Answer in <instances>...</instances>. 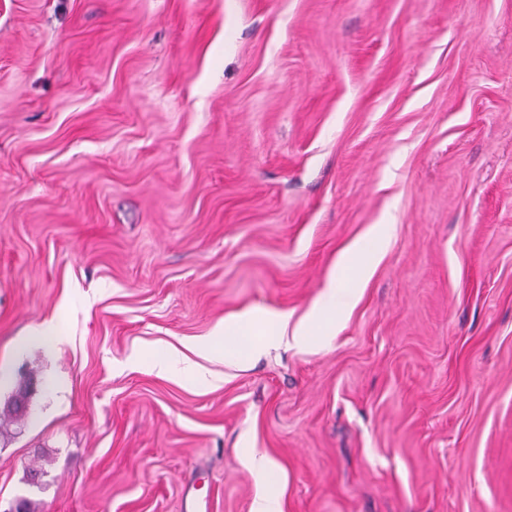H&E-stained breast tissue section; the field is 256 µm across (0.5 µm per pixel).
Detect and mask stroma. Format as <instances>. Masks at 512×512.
<instances>
[{
  "label": "stroma",
  "mask_w": 512,
  "mask_h": 512,
  "mask_svg": "<svg viewBox=\"0 0 512 512\" xmlns=\"http://www.w3.org/2000/svg\"><path fill=\"white\" fill-rule=\"evenodd\" d=\"M31 379L4 507L251 512L253 453L282 512H512V0H0V413ZM375 257L367 250L354 249L339 262L328 277L315 303L310 321H302L289 329L287 314H278L264 321L269 336L266 346L280 347L305 344L322 336H334L336 326L353 308L358 288L356 283L367 273ZM252 325L251 320H237L235 322H224L215 331V336L224 339V351L226 353L234 350L235 338L242 336Z\"/></svg>",
  "instance_id": "1"
}]
</instances>
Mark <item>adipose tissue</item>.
I'll use <instances>...</instances> for the list:
<instances>
[{"label": "adipose tissue", "mask_w": 512, "mask_h": 512, "mask_svg": "<svg viewBox=\"0 0 512 512\" xmlns=\"http://www.w3.org/2000/svg\"><path fill=\"white\" fill-rule=\"evenodd\" d=\"M373 261V255L364 249H355L343 256L319 294L310 320L293 325L284 314L266 320L268 346L305 344L322 336L335 335L337 325L357 300V282Z\"/></svg>", "instance_id": "ef3b65f1"}]
</instances>
